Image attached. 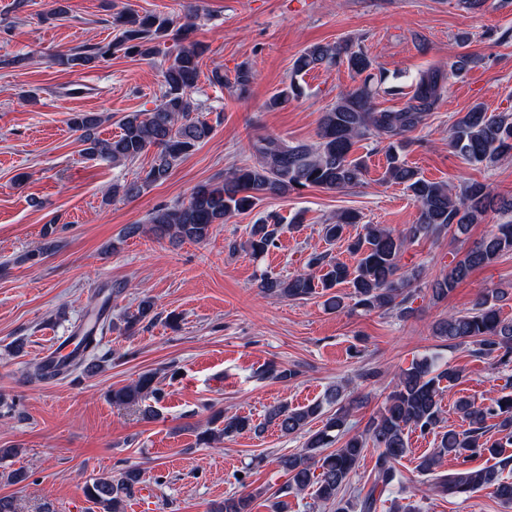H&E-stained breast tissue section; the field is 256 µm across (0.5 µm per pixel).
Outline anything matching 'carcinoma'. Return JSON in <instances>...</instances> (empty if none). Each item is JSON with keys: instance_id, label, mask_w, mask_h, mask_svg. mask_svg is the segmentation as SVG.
Listing matches in <instances>:
<instances>
[{"instance_id": "carcinoma-1", "label": "carcinoma", "mask_w": 512, "mask_h": 512, "mask_svg": "<svg viewBox=\"0 0 512 512\" xmlns=\"http://www.w3.org/2000/svg\"><path fill=\"white\" fill-rule=\"evenodd\" d=\"M113 26L118 31L113 40L57 54L53 63L66 68L89 67L119 52L146 58L159 53L161 43L174 41L166 52V65L161 71L162 95L154 109L124 115L119 123L120 133L111 139L95 136L101 122L96 113L74 112L68 118L69 127L80 133L89 156L127 162L154 149L150 167L141 177L115 183L110 190L115 197L135 199L145 187L165 181L181 158L211 136L213 126L190 98L203 55V48L189 40L192 17L181 22L156 13L121 12L113 18ZM479 61V56L464 53L449 61L446 69L433 67L422 72L407 102L395 109L380 106L379 86L385 73L361 43H317L307 47L294 61V76L321 66L341 65L359 79L357 85L339 95L322 112L317 141L309 144L270 136L254 140L251 151L257 157L256 163L233 166L219 181L197 185L185 203L153 210L148 218L149 230L158 237L200 244L209 239L214 225L255 209L269 195H285L307 187L336 191L357 186L363 183L367 167L363 158L354 156V151L359 142L370 140L385 154L383 181L404 186L418 204L417 223L398 232L379 224H365L362 233L348 239V227L360 223L361 217L355 211H343L335 221L323 225V238L329 245L347 241V250L357 256L355 266L333 259L327 251L315 253L307 266L321 269L320 276L299 273L282 279L265 275L260 288L267 294L296 300L315 294L318 288L327 292L347 284L353 288L352 307L366 311L384 309L407 317L414 297L413 284L421 275L401 266V257L410 245L422 236H434L444 230L464 235L470 225L480 223L493 207L504 215L512 213V198H495L488 185L472 181L454 193L446 184L423 178L404 157L406 148L413 144L408 134L438 109L449 76L468 71ZM254 78L251 66L246 63L236 67L231 81L224 77L221 66L212 68L208 75L211 84L240 96L249 91ZM299 93V84L292 80L272 94L266 106L279 108ZM448 144L468 164L493 167L512 155V113L492 114L482 104H476L453 121ZM282 230V217L269 212L250 225L245 245L252 256H262L277 247ZM511 251L512 220H508L451 261L448 273L431 284L432 298H448L475 269L489 266ZM504 296L498 290L480 294L471 308L438 319L433 326L434 335L448 342L450 348L469 344L474 346L475 354L491 358L500 366L511 365L512 319L502 317L498 307ZM153 311L154 302L142 299L137 311L125 318L124 330L132 331ZM114 328L104 313L91 315L83 326L75 354L53 356L35 365L29 372L30 379L47 382L78 369L84 374L91 372L98 367L99 337ZM462 379L463 373L457 368H443L436 360L423 358L399 372L386 402L360 433L348 435L352 403L344 402L340 388L332 387L322 401L301 407L282 403L269 407L264 421L257 425L247 417L226 418L223 412H216L211 423L219 422L221 427L198 434L197 444L209 446L247 430L259 433L269 424L286 436L304 433L302 448L278 458L288 475L281 491L298 493L313 487L316 499L333 512H376L379 496L402 484L397 464L407 454L408 434L418 431L425 435L441 428L442 394ZM110 397L116 405L138 407L144 418L151 419L156 415L154 404L162 399L163 393L155 385V375L146 372L136 382L112 389ZM325 402L336 404V410L314 432L309 425L322 414ZM456 409L468 422V428L440 433L437 447L419 457L417 471L426 477L428 490L435 496L466 499L487 490L500 503L511 505L512 479L503 473L512 467V456L504 455L503 449L512 444V392L503 391L479 405L462 397L456 401ZM492 429L503 438L488 439L487 433ZM338 441L339 447L327 451ZM370 446L377 450L375 481L364 493L351 487L349 481ZM483 454L494 459V465L481 469L466 467L470 457ZM449 456L459 461V468L440 470L442 460ZM139 478L140 471L133 467L113 476L98 477L86 485L85 497L102 512H122L124 498L130 496ZM253 499L251 492L233 493L216 504L214 512H250Z\"/></svg>"}]
</instances>
